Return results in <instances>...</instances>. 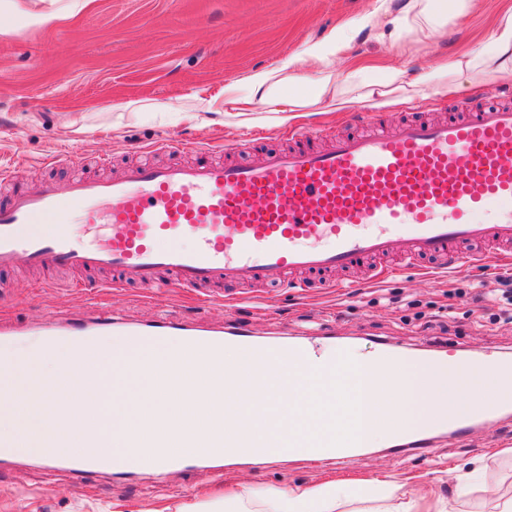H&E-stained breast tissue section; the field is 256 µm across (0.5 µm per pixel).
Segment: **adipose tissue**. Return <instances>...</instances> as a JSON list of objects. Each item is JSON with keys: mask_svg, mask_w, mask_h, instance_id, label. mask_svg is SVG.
<instances>
[{"mask_svg": "<svg viewBox=\"0 0 512 512\" xmlns=\"http://www.w3.org/2000/svg\"><path fill=\"white\" fill-rule=\"evenodd\" d=\"M475 0H405L394 24L415 41L434 40L449 13L473 8ZM352 32L337 30L283 58L276 66L250 71L225 82L223 100H209V112H297L325 105L337 110L361 102L391 105L414 97L455 91L462 74L480 78L512 79V11L499 15L482 49L462 53L417 77L406 69L358 65L338 72L336 60L347 55ZM346 483L316 487L263 489L248 487L220 499L178 505L175 512H225L227 505L260 503L262 512H336V505L351 496Z\"/></svg>", "mask_w": 512, "mask_h": 512, "instance_id": "adipose-tissue-1", "label": "adipose tissue"}]
</instances>
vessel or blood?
<instances>
[{
  "mask_svg": "<svg viewBox=\"0 0 512 512\" xmlns=\"http://www.w3.org/2000/svg\"><path fill=\"white\" fill-rule=\"evenodd\" d=\"M429 109L430 117L409 112L392 124L354 114L356 131L345 135L288 129L282 133L287 148L254 160L213 161L209 146L162 140L155 151L194 153L197 161L143 160L109 177L83 173V159L67 156L64 164L77 174L64 194L51 183L12 187L1 166L0 186L10 192L0 204V270L52 266L82 272L100 288L132 282L210 299L244 276L266 288L292 273L351 270L390 256L399 237L407 261L431 258L443 268L512 256V89ZM73 224L83 226V235L70 233ZM185 237L196 239L194 249L181 247ZM112 333L143 346L179 337L185 348L207 350L208 368L218 376L228 343L250 355L260 377L284 363L308 366L314 356L305 344L255 340L245 324L229 331L164 318L130 324L95 311L52 315L34 329L0 321L5 337H69L88 365L97 361V337ZM79 403L85 409L80 429L66 434L45 426L57 447L69 448L62 464L78 478L102 470L161 476L205 460L221 463L223 436L202 432L161 464L112 459L102 452L108 435L96 405L85 397ZM498 411L484 406L479 417L456 418L447 430L468 433L492 423ZM238 445L247 461L263 464L279 443L243 436Z\"/></svg>",
  "mask_w": 512,
  "mask_h": 512,
  "instance_id": "b4317fda",
  "label": "vessel or blood"
}]
</instances>
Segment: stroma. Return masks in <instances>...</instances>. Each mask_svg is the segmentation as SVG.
Instances as JSON below:
<instances>
[{
    "instance_id": "stroma-1",
    "label": "stroma",
    "mask_w": 512,
    "mask_h": 512,
    "mask_svg": "<svg viewBox=\"0 0 512 512\" xmlns=\"http://www.w3.org/2000/svg\"><path fill=\"white\" fill-rule=\"evenodd\" d=\"M378 0H91L51 26L13 22L0 30V164L15 163V184L53 182L65 189L70 170L51 164L55 154L88 164L120 166L137 151L167 138L203 140L220 147L242 134H262L279 145L282 123L273 112L248 120L201 111L227 80L270 68L331 29L361 24L352 61L406 66L418 76L441 60L478 51L499 12L512 0H478L469 14L451 17L429 43L385 36ZM388 260L395 273L381 282L332 288L282 286L264 291L239 285L233 297L210 303L188 292L146 293L129 285L112 291L43 288L33 276L0 271L10 288L0 316L36 325L47 314L72 316L101 307L135 322L158 318L252 324L257 339L285 332L289 342L317 352L371 355L386 346L412 357H482L495 351L512 360V323L493 320L496 295L488 285L512 279V260L433 269L425 260L404 264L403 242ZM425 454L396 452L380 442L344 463L290 459L244 463L152 479L105 473L77 487L36 453L17 451L0 461V512H96L112 501L175 505L222 495L234 486L285 489L343 481L392 480L405 497L436 493L454 512H498L512 497V408L490 428L462 436L431 435Z\"/></svg>"
}]
</instances>
